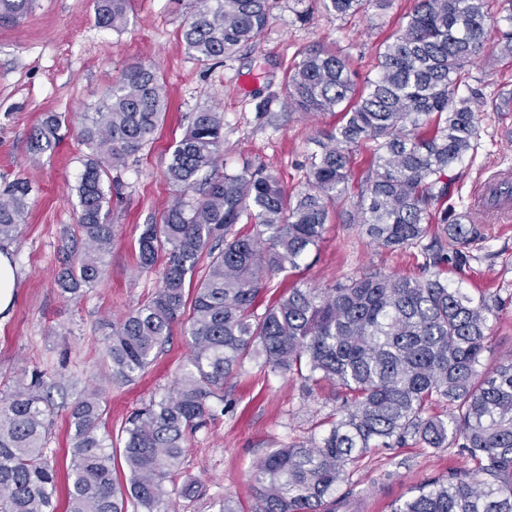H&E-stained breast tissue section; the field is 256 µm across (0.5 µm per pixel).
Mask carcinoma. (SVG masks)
<instances>
[{
	"mask_svg": "<svg viewBox=\"0 0 512 512\" xmlns=\"http://www.w3.org/2000/svg\"><path fill=\"white\" fill-rule=\"evenodd\" d=\"M321 2L338 16L365 5ZM93 4L99 27H126L131 0ZM277 4L200 0L182 41L202 64L230 58L263 33ZM31 6L0 0V23L24 17ZM488 49L512 56V0H412L359 95L345 55L324 46L305 52L288 77L287 104L341 118L312 138L319 150L295 193L261 162L211 177L224 145V113L205 106L185 114L186 131L165 169L173 198L161 223L143 225L137 240L141 269L164 258L161 285L109 323L105 358L113 382L135 381L187 306L190 353L169 390L125 421L124 482L105 429L103 390L76 394L67 407L66 512H167L171 495L193 497V482L175 485L188 435L216 419L225 389L247 362L296 375L310 391L327 388L339 402L319 442L278 448L260 461L251 512H336V489L349 466L371 448L409 441L457 448L474 468L418 488L391 512H512V359L483 368L501 298L475 296L443 276L450 263L469 267L474 244L484 240L469 215L448 213V196L449 172L478 149L481 100L469 90L465 68ZM167 110L158 66L136 63L84 113L79 137L87 152L75 186L80 243L60 248L63 292L98 283L115 237L105 182L154 142ZM63 124L64 116L46 114L31 132L30 151L55 149ZM365 143L372 159L356 177L350 153ZM28 195L21 178L0 193V246L18 238ZM332 216L361 226L393 253L414 249L421 276L376 269L331 286H294L257 314L266 282L300 269ZM204 255L207 272L190 293L186 280ZM58 386L57 373L43 371L13 382L0 399V512H56L59 463L48 442ZM441 401L447 414L428 413Z\"/></svg>",
	"mask_w": 512,
	"mask_h": 512,
	"instance_id": "cac0c4a2",
	"label": "carcinoma"
}]
</instances>
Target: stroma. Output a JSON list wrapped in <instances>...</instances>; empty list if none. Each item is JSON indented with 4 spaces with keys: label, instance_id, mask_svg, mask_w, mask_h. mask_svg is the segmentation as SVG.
Returning a JSON list of instances; mask_svg holds the SVG:
<instances>
[{
    "label": "stroma",
    "instance_id": "obj_1",
    "mask_svg": "<svg viewBox=\"0 0 512 512\" xmlns=\"http://www.w3.org/2000/svg\"><path fill=\"white\" fill-rule=\"evenodd\" d=\"M307 21L295 15L294 0H279L268 28L233 57L201 64L188 54L180 29L197 0H134L126 28L116 32L94 21L93 0H33L18 22L0 25V190L17 178L31 192L29 209L16 241L7 250L17 268L13 305L0 317V390L14 380H30L36 370H61L67 391L97 387L107 398L106 429L113 441L132 411L164 394L189 352L185 323H176L172 340L155 364L136 382L116 385L104 360L106 321L144 303L160 285L158 270L139 271L137 239L143 225L159 221L174 191L165 179L169 149L181 139L183 116L215 105L224 114L223 161L242 166L259 160L288 191L300 189L317 129L337 116H312L285 105L289 72L305 49L334 44L349 56L357 89L376 74L380 45L400 26L411 0L381 6L367 0L347 16L325 12L306 0ZM156 63L168 90L169 108L153 144L113 171L121 184L109 208L116 226L112 252L94 287L81 296L64 294L55 282L59 247L76 232L78 200L74 187L86 149L77 139L80 116L103 98L113 79L134 63ZM468 85L484 105L478 114L476 156L456 165L448 203L466 205L473 223L482 225L483 258L465 274L447 267L448 279H461L468 291L499 292L503 306L491 322L486 367L512 358V221L483 204L495 175L512 172V110L499 109V93L512 92V57L485 54L467 68ZM273 94L270 121L257 119L250 90ZM56 112L68 123L59 146L32 154L29 134L41 115ZM368 268L417 275L409 253L395 254L369 244L360 228L330 220L318 251L301 268L275 276L257 299L264 309L288 288L325 286ZM225 412L190 436L182 480L195 481L199 493L176 497L171 512H218L220 501L252 504L259 461L274 449L321 437L335 404L327 392H308L297 378L260 373L248 364L224 397ZM456 448L406 445L374 448L350 468L337 492L367 491L363 512H391L400 499L426 482L468 467Z\"/></svg>",
    "mask_w": 512,
    "mask_h": 512
}]
</instances>
